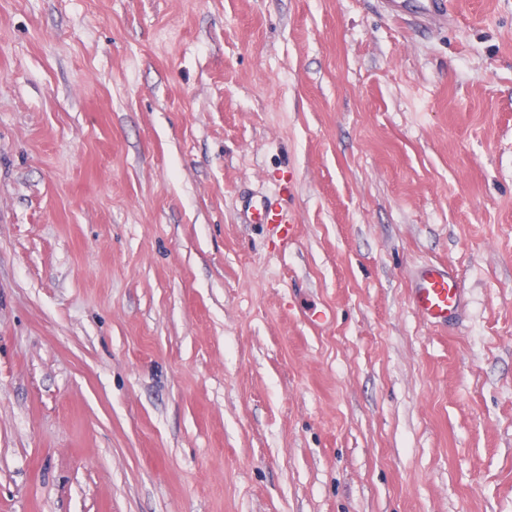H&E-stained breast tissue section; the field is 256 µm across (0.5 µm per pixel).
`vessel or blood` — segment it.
<instances>
[{
    "mask_svg": "<svg viewBox=\"0 0 512 512\" xmlns=\"http://www.w3.org/2000/svg\"><path fill=\"white\" fill-rule=\"evenodd\" d=\"M253 218L275 225L283 241H290L294 227L283 208L266 197L252 198L245 204ZM411 305L427 322L445 326L459 315L463 304L462 288L453 270L435 265L421 267L411 290Z\"/></svg>",
    "mask_w": 512,
    "mask_h": 512,
    "instance_id": "b4317fda",
    "label": "vessel or blood"
}]
</instances>
